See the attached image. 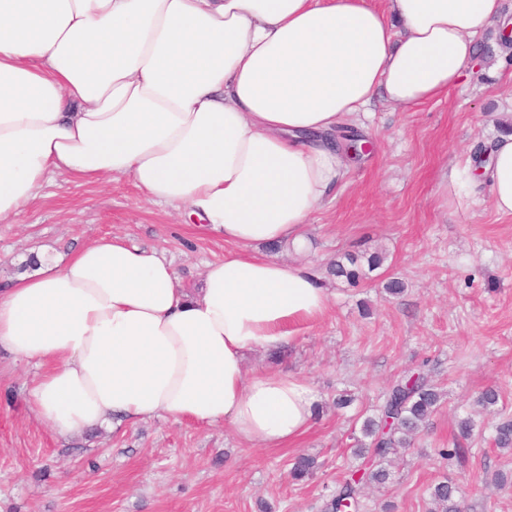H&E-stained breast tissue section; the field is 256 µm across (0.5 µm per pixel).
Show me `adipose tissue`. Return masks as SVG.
<instances>
[{"instance_id":"1","label":"adipose tissue","mask_w":512,"mask_h":512,"mask_svg":"<svg viewBox=\"0 0 512 512\" xmlns=\"http://www.w3.org/2000/svg\"><path fill=\"white\" fill-rule=\"evenodd\" d=\"M505 22L503 0H0V222L56 175H128L228 246L193 293L120 237L37 257L0 292V347L47 367L37 416L62 437L153 418L223 422L266 449L303 436L310 385L245 358L329 307L301 256L353 157L336 129L377 98L447 93ZM441 191L512 215V133ZM268 243L297 261L253 254Z\"/></svg>"}]
</instances>
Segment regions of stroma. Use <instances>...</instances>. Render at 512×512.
<instances>
[{
	"instance_id": "35a3bbf8",
	"label": "stroma",
	"mask_w": 512,
	"mask_h": 512,
	"mask_svg": "<svg viewBox=\"0 0 512 512\" xmlns=\"http://www.w3.org/2000/svg\"><path fill=\"white\" fill-rule=\"evenodd\" d=\"M512 121V64L496 29L446 96L408 110L373 103L358 133L369 142L345 184L308 219L309 265L331 289L328 312L297 326L279 357L257 349L247 372L284 371L317 395L308 432L276 449L257 448L225 424L152 419L58 436L27 402L43 366L0 349V512H319L324 486L348 477L362 417L376 414L390 385L422 370L444 397L429 426L400 449L381 485L367 486L362 512H430L428 488L448 478L465 512H512V450L496 448L495 425L512 420V216L489 200L441 204L447 173L465 164ZM121 236L171 260L187 291L205 263L223 258L221 236L171 206L149 202L130 177L89 183L58 177L15 223L0 224V289L21 275L30 253L67 259ZM382 251L380 269L357 284L336 281L329 265L345 253ZM405 290L389 295V279ZM497 404H477L488 389ZM353 404L337 409L338 394ZM468 418L465 460L435 450ZM302 454L322 467L302 482L290 468ZM504 472L509 482L492 479Z\"/></svg>"
}]
</instances>
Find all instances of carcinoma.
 Instances as JSON below:
<instances>
[{
  "instance_id": "carcinoma-1",
  "label": "carcinoma",
  "mask_w": 512,
  "mask_h": 512,
  "mask_svg": "<svg viewBox=\"0 0 512 512\" xmlns=\"http://www.w3.org/2000/svg\"><path fill=\"white\" fill-rule=\"evenodd\" d=\"M346 262L336 261V277L357 284L365 276L360 260H365L367 269L374 271L384 262V256L374 252L364 257L349 254ZM442 393L430 384L421 374L406 375L388 389L385 403L378 418L367 417L360 431L362 439L357 441L354 454L363 457L371 454L376 467L360 468L349 474L335 488L322 494L321 512H359L362 509V489L371 483L382 484L389 477L383 467L386 459L397 453L400 448L411 445L415 435L426 426L437 411ZM495 444L500 449H512V421H505L496 427ZM468 449L454 441L440 448L437 455L448 464H453L466 456ZM320 464L317 458L309 455L297 457L291 469L293 478L302 480L313 475ZM457 485L446 479L430 488V498L434 512H463L458 497Z\"/></svg>"
}]
</instances>
